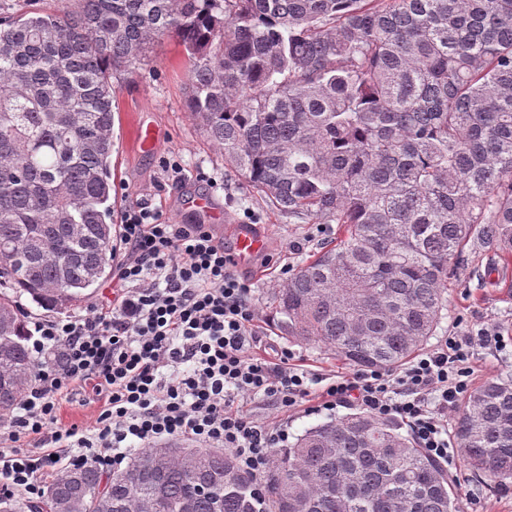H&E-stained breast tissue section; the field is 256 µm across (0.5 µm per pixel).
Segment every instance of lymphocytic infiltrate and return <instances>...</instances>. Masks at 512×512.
<instances>
[{"label":"lymphocytic infiltrate","mask_w":512,"mask_h":512,"mask_svg":"<svg viewBox=\"0 0 512 512\" xmlns=\"http://www.w3.org/2000/svg\"><path fill=\"white\" fill-rule=\"evenodd\" d=\"M118 233L124 254L107 310L32 323L34 359L55 347L64 357L39 368L0 430L1 494L37 499L60 465L93 462L111 471L132 444L173 438L228 450L260 479L288 434L254 420L237 398L259 396L283 413L308 401V375L289 352L272 361L252 355L251 288L210 230L169 223L143 202L125 208ZM500 341L491 328L446 336L407 366L337 376L318 399L325 409L354 403L375 418L398 419L427 455L450 465L457 450L448 415L469 388L474 347ZM83 386L99 404L94 425L59 426L61 401Z\"/></svg>","instance_id":"1"}]
</instances>
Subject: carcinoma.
<instances>
[{
  "instance_id": "carcinoma-1",
  "label": "carcinoma",
  "mask_w": 512,
  "mask_h": 512,
  "mask_svg": "<svg viewBox=\"0 0 512 512\" xmlns=\"http://www.w3.org/2000/svg\"><path fill=\"white\" fill-rule=\"evenodd\" d=\"M77 2L0 21V425L37 372L21 297L65 310L112 276V76L164 37L230 169L288 219L336 225L274 293L283 335L396 367L440 326L467 247L512 263V0ZM464 406L468 470L512 479V377ZM274 455L259 488L222 448L162 443L0 512H459L448 471L364 411Z\"/></svg>"
}]
</instances>
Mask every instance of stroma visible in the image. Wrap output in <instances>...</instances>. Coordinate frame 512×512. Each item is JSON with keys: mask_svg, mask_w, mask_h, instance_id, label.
Masks as SVG:
<instances>
[{"mask_svg": "<svg viewBox=\"0 0 512 512\" xmlns=\"http://www.w3.org/2000/svg\"><path fill=\"white\" fill-rule=\"evenodd\" d=\"M187 57L175 40L154 45L142 68L113 76L115 122L112 152V202L114 213L145 201L173 224H195L199 218L181 206L189 194L212 196L229 214L231 223H251L266 239L267 250L240 274L251 287L256 309L257 345L266 358L278 349L291 350L296 364L307 372L311 390L334 376L350 372V365L314 344L287 339L272 322V292L282 287L287 271L297 270L325 242L312 224L290 223L224 164V155L204 136L185 109L188 94ZM154 126L158 138L151 152L136 147L137 124ZM182 169L178 183L168 180L170 163ZM492 328L504 338V347H475L473 385L495 377L512 376V267L501 269L494 250L468 252V271L448 289V311L431 343L453 333L477 334ZM244 407L258 421L285 425L289 438L311 426L338 419L356 410L346 404L332 410H310L285 415L259 397L245 399ZM454 487L461 512H512V483L489 487L473 478L466 467L455 469Z\"/></svg>", "mask_w": 512, "mask_h": 512, "instance_id": "1", "label": "stroma"}]
</instances>
